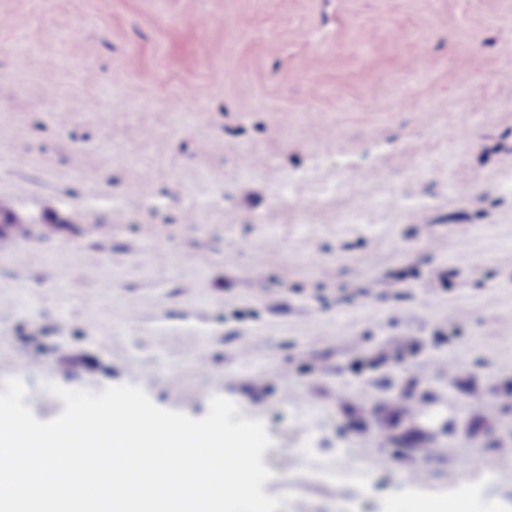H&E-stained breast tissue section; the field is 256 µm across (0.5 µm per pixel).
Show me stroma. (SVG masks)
Masks as SVG:
<instances>
[{
	"label": "stroma",
	"instance_id": "obj_1",
	"mask_svg": "<svg viewBox=\"0 0 512 512\" xmlns=\"http://www.w3.org/2000/svg\"><path fill=\"white\" fill-rule=\"evenodd\" d=\"M0 205V384L38 420L52 383L219 395L284 512L463 477L512 512V0H0ZM342 446L368 480L315 485Z\"/></svg>",
	"mask_w": 512,
	"mask_h": 512
}]
</instances>
